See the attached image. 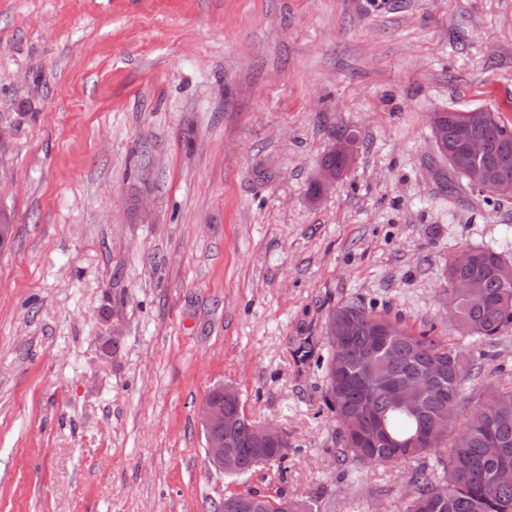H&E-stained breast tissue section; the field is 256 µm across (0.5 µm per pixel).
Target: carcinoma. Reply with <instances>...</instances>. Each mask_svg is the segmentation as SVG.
<instances>
[{"instance_id": "obj_1", "label": "carcinoma", "mask_w": 512, "mask_h": 512, "mask_svg": "<svg viewBox=\"0 0 512 512\" xmlns=\"http://www.w3.org/2000/svg\"><path fill=\"white\" fill-rule=\"evenodd\" d=\"M481 131L488 139V152L482 164L499 163L512 180V128L499 120ZM469 263L455 267L456 254L448 255L445 272L454 278L476 279L485 299L474 302L459 296L455 310L448 314V335L434 330L415 332L401 315L376 311L373 306L346 303L334 311H348L352 335L347 340L356 347L368 339L372 324L389 327L380 367L362 374L365 389L341 387L343 365L339 356L325 345V354H315L310 342L303 345L302 358L316 357L324 381V404L337 424L338 461L384 465L394 457L420 460L434 452L436 465L413 468L402 501L401 512H512V476L498 477L496 471L504 450L512 452V387L491 382L478 385L482 377L485 353L475 358L464 353L458 342L475 346L489 345L512 324V258L505 251L470 248ZM446 361L447 389L458 401L453 419L440 417L442 399L439 391L425 385L420 397V412H407L393 401L392 384L421 377L425 361L432 356ZM432 428L444 430L434 448H393L377 441L388 436L407 441ZM232 465L227 476L246 475L264 465L267 458L282 468L288 461L290 446L260 451L248 439L245 424L231 436ZM235 503L238 512H273V504H284L283 495L254 491L224 495V504Z\"/></svg>"}]
</instances>
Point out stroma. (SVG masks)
<instances>
[{
  "instance_id": "obj_1",
  "label": "stroma",
  "mask_w": 512,
  "mask_h": 512,
  "mask_svg": "<svg viewBox=\"0 0 512 512\" xmlns=\"http://www.w3.org/2000/svg\"><path fill=\"white\" fill-rule=\"evenodd\" d=\"M448 106L512 125V0H0V512H398L411 465L338 462L294 351L347 302L447 334V254L512 237L436 150ZM488 352L512 386V325ZM222 383L286 473L208 465ZM321 164H325L336 169V167L340 166L341 161L335 154L325 153L322 157ZM325 165H319L311 177V182L318 185L321 190L317 197H319L330 185L336 182V179L342 176L337 170L335 172L332 168ZM277 498L271 494H260L254 491H246V492H237L224 494V503L222 504V510L224 511V506H227L229 503H235L240 508L236 509L240 512H271L277 511L275 507L272 505V501H274L278 505L287 504L283 501V495L281 493H276ZM225 512V511H224Z\"/></svg>"
}]
</instances>
